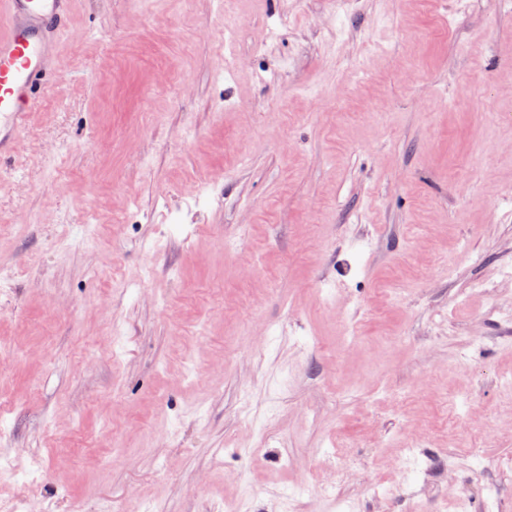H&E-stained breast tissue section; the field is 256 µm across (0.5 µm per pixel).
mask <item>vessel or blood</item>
Segmentation results:
<instances>
[{
    "label": "vessel or blood",
    "mask_w": 512,
    "mask_h": 512,
    "mask_svg": "<svg viewBox=\"0 0 512 512\" xmlns=\"http://www.w3.org/2000/svg\"><path fill=\"white\" fill-rule=\"evenodd\" d=\"M71 2L0 0V153L41 96L40 74L66 32Z\"/></svg>",
    "instance_id": "vessel-or-blood-1"
}]
</instances>
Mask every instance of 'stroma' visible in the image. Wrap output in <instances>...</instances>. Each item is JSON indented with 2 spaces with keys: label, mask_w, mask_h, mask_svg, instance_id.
<instances>
[{
  "label": "stroma",
  "mask_w": 512,
  "mask_h": 512,
  "mask_svg": "<svg viewBox=\"0 0 512 512\" xmlns=\"http://www.w3.org/2000/svg\"><path fill=\"white\" fill-rule=\"evenodd\" d=\"M68 27L0 161V512H512V0Z\"/></svg>",
  "instance_id": "1"
}]
</instances>
